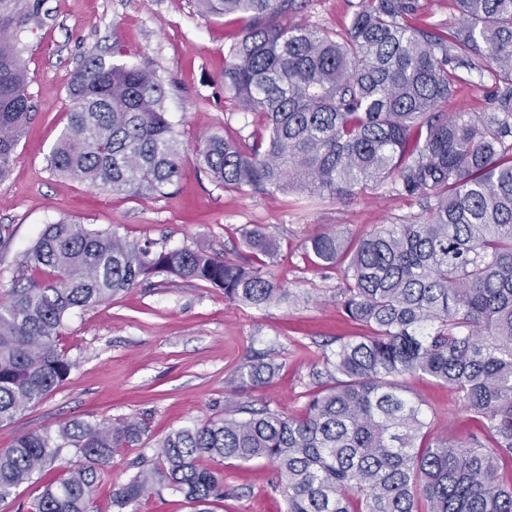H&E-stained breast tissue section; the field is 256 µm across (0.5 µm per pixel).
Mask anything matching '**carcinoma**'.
<instances>
[{
	"label": "carcinoma",
	"instance_id": "1",
	"mask_svg": "<svg viewBox=\"0 0 512 512\" xmlns=\"http://www.w3.org/2000/svg\"><path fill=\"white\" fill-rule=\"evenodd\" d=\"M205 13L245 21L229 44L222 81L234 103L263 117V131L212 135L192 159L226 191L296 190L347 201L391 180L423 215L381 224L353 240L337 232L305 244L312 262L338 267L336 302L369 334L326 355L333 384L302 413L236 406L171 432L159 451L112 489L116 512L167 489L195 512L226 496L220 465L264 461L284 512H512V0H456L453 36L409 23L418 0H361L342 31L288 22L293 0H199ZM38 0H0V178L32 117L22 35ZM455 50L484 57L498 86L493 113L450 112ZM67 125L50 156L61 176L144 196L177 179L187 156L153 72L91 54L68 85ZM243 244L270 257L259 225ZM166 273L262 308L289 290L220 252L156 250L117 229L58 220L22 254L0 303V424L41 402L73 368L58 340L66 315L112 300ZM275 370L259 359L239 387ZM421 374L455 390L491 443L430 437L423 404L399 378ZM138 420H72L0 448V500L62 459L82 462L43 487L29 512H89L99 477L137 445ZM213 462L205 466L202 461Z\"/></svg>",
	"mask_w": 512,
	"mask_h": 512
}]
</instances>
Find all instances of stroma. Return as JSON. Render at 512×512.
<instances>
[{
	"label": "stroma",
	"mask_w": 512,
	"mask_h": 512,
	"mask_svg": "<svg viewBox=\"0 0 512 512\" xmlns=\"http://www.w3.org/2000/svg\"><path fill=\"white\" fill-rule=\"evenodd\" d=\"M358 2L295 0L288 20L340 30ZM238 30L230 18L205 14L198 0H41L40 20L23 38L35 109L10 171L0 179V297L11 286L20 253L45 224L60 219L115 227L128 239L160 248L203 245L250 266L258 259L241 233L259 224L277 245L269 271L297 295L259 310L226 300L223 290L209 284L160 274L68 317L59 347L73 370L40 403L0 424V448L73 419L145 421L149 432L142 443L123 449L102 471L91 512H115L112 489L128 480L142 457L153 455L172 431L223 415L230 399L300 414L309 393L334 374L326 353L339 340L365 332L336 304L340 272L310 262L305 241L333 231L358 238L422 211L388 182L346 202L273 190L231 192L188 161L173 185L137 196L109 193L51 170L48 158L71 107L72 74L89 53L111 58L116 42L126 62L156 72L167 117L184 146L212 134L259 129V117L238 110L220 79L224 49ZM453 65L460 80L449 111L493 112L498 89L488 62L462 54ZM258 354L276 364L275 375L261 387L235 392V377ZM401 383L423 403L435 431L452 441L488 440L486 428L447 385L422 375ZM274 480L265 463L225 468L231 496L214 504L213 512H284Z\"/></svg>",
	"instance_id": "stroma-1"
}]
</instances>
